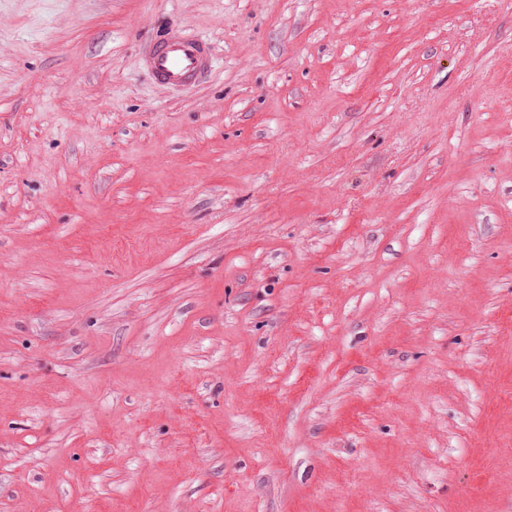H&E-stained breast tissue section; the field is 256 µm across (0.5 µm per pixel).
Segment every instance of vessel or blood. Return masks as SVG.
<instances>
[{"label":"vessel or blood","mask_w":512,"mask_h":512,"mask_svg":"<svg viewBox=\"0 0 512 512\" xmlns=\"http://www.w3.org/2000/svg\"><path fill=\"white\" fill-rule=\"evenodd\" d=\"M139 62L153 82L176 91L202 83L212 73L208 41L180 31L146 41Z\"/></svg>","instance_id":"obj_1"}]
</instances>
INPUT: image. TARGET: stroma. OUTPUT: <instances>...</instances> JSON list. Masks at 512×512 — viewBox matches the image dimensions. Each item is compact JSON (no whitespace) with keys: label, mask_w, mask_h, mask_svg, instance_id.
Returning <instances> with one entry per match:
<instances>
[{"label":"stroma","mask_w":512,"mask_h":512,"mask_svg":"<svg viewBox=\"0 0 512 512\" xmlns=\"http://www.w3.org/2000/svg\"><path fill=\"white\" fill-rule=\"evenodd\" d=\"M0 512H512V0H0ZM139 62L153 82L176 91L200 84L212 73L208 41L181 31L146 41Z\"/></svg>","instance_id":"35a3bbf8"}]
</instances>
